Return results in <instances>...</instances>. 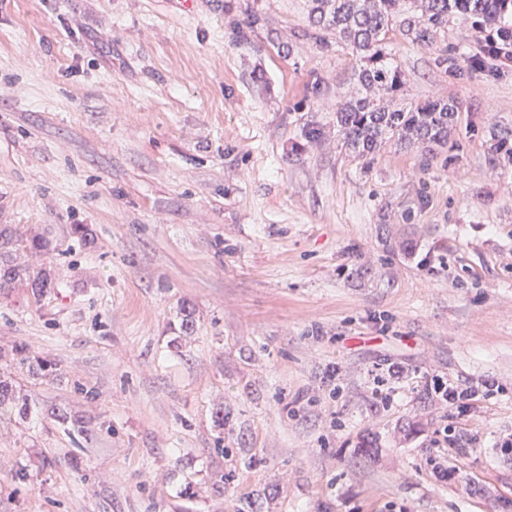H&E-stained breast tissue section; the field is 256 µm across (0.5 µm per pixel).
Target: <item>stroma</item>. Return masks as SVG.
<instances>
[{
    "label": "stroma",
    "instance_id": "obj_1",
    "mask_svg": "<svg viewBox=\"0 0 512 512\" xmlns=\"http://www.w3.org/2000/svg\"><path fill=\"white\" fill-rule=\"evenodd\" d=\"M311 7L0 0L1 253L28 272L0 372L29 400L0 426V512L512 502V61L472 68L455 16L428 47L393 28L398 102L460 110L445 144L361 157L336 127L360 61ZM429 373L493 391L462 410Z\"/></svg>",
    "mask_w": 512,
    "mask_h": 512
}]
</instances>
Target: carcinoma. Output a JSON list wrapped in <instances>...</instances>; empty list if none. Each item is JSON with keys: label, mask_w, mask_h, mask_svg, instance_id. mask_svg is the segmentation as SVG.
I'll return each instance as SVG.
<instances>
[{"label": "carcinoma", "mask_w": 512, "mask_h": 512, "mask_svg": "<svg viewBox=\"0 0 512 512\" xmlns=\"http://www.w3.org/2000/svg\"><path fill=\"white\" fill-rule=\"evenodd\" d=\"M314 22L336 33V42L349 47L363 62L358 90L341 101L336 120L345 130L347 145L360 156L376 151L391 139L441 145L459 105L453 100H428L407 109L394 101L382 103L376 92L395 95L403 86L400 72L384 57L383 41L399 24L412 41L427 46L451 15L471 22L473 29L489 31L500 47H512V0H414V9L402 0H313ZM15 395L0 378V421L10 417Z\"/></svg>", "instance_id": "cac0c4a2"}]
</instances>
